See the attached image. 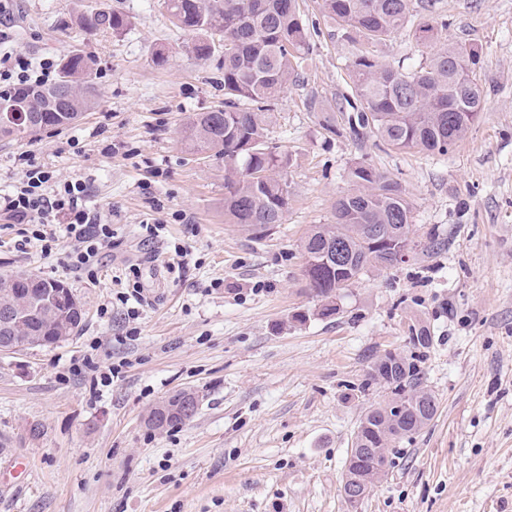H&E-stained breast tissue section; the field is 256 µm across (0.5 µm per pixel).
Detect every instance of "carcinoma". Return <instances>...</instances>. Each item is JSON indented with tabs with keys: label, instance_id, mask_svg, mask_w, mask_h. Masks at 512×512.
I'll return each instance as SVG.
<instances>
[{
	"label": "carcinoma",
	"instance_id": "1",
	"mask_svg": "<svg viewBox=\"0 0 512 512\" xmlns=\"http://www.w3.org/2000/svg\"><path fill=\"white\" fill-rule=\"evenodd\" d=\"M173 24L194 36L191 52L199 60L222 57L224 108L196 112L185 127V145L194 153L224 158V218L255 234L283 223L288 210V183L279 176L288 159L265 141L271 100L288 86L292 60L308 50L307 31L299 0H164ZM411 0H322L325 14L359 44L391 40L410 22ZM128 18L110 9L79 18L86 33L118 34ZM480 48L451 42L414 70L379 63L369 52L350 60L354 97L362 105V126L399 150L446 153L462 141L484 109L485 94L476 74ZM94 61L77 47L60 65L56 80L40 88L0 93L4 110L22 109L35 116V129L0 126V137L37 135L79 122L96 105ZM251 106L243 107L240 101ZM354 192L336 203V223L314 226L302 244L308 287L321 302L319 315L336 314V295L371 269L403 261L399 249L411 241V210L402 184L369 164L352 170ZM27 294L46 300L60 280L18 282ZM55 312L45 304L33 306L6 331L8 339L26 349L34 337L60 336ZM376 356L369 380L388 390L387 399L362 414L347 457L344 475L374 485L384 472L374 458L390 463L389 448L421 431L434 418L437 399L420 381L414 358L382 371ZM189 417L154 407L148 425L164 429Z\"/></svg>",
	"mask_w": 512,
	"mask_h": 512
}]
</instances>
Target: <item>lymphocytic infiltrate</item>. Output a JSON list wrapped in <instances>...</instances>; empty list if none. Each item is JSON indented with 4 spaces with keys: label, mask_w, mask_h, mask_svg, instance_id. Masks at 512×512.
<instances>
[{
    "label": "lymphocytic infiltrate",
    "mask_w": 512,
    "mask_h": 512,
    "mask_svg": "<svg viewBox=\"0 0 512 512\" xmlns=\"http://www.w3.org/2000/svg\"><path fill=\"white\" fill-rule=\"evenodd\" d=\"M54 73L52 59L4 54L0 56V91L21 85L44 86L52 83ZM87 197L82 181L67 180L56 185L49 172L33 165L25 171L19 186L0 195V211L14 223L32 225V238L44 243L52 241L55 224H66L74 241L66 265L91 277L102 251L112 245V227L90 210Z\"/></svg>",
    "instance_id": "1"
}]
</instances>
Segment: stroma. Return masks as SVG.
<instances>
[{
  "label": "stroma",
  "instance_id": "1",
  "mask_svg": "<svg viewBox=\"0 0 512 512\" xmlns=\"http://www.w3.org/2000/svg\"><path fill=\"white\" fill-rule=\"evenodd\" d=\"M126 14L118 34L89 35L78 12ZM413 21L373 47L412 68L444 44L481 45L480 118L448 154L397 150L358 120L349 61L321 0H303L310 47L275 100L267 142L286 154L288 210L260 236L224 220V160L193 155L183 131L224 104L219 61H200L163 0H9L7 51L60 61L74 46L99 65L96 106L77 124L0 138V193L27 164L83 180L112 224L95 276L20 247L26 227L0 213V273L64 281L85 320L51 348L0 355V512H346L342 477L353 433L385 391L376 355L432 342L418 369L434 419L399 441L358 512H512V0H413ZM448 28L420 41L419 23ZM368 163L398 178L412 207L409 262L368 272L319 316L301 245L336 221V202ZM164 223L144 245L141 225ZM145 302L125 317L117 295ZM99 372L122 370L112 383ZM183 389L195 416L164 430L150 410ZM41 433L31 437V426Z\"/></svg>",
  "mask_w": 512,
  "mask_h": 512
}]
</instances>
